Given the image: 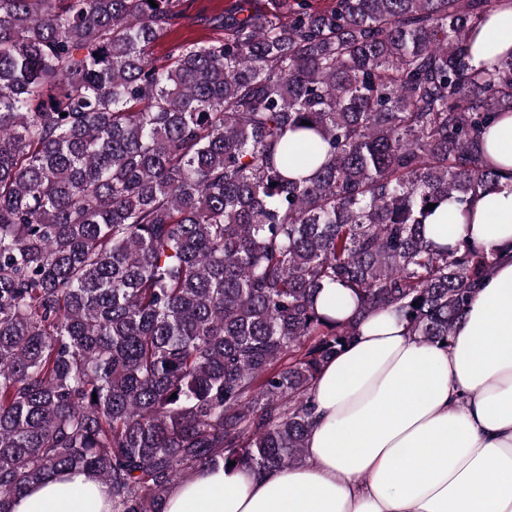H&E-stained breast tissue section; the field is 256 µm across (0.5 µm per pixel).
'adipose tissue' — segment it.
Wrapping results in <instances>:
<instances>
[{"mask_svg":"<svg viewBox=\"0 0 512 512\" xmlns=\"http://www.w3.org/2000/svg\"><path fill=\"white\" fill-rule=\"evenodd\" d=\"M470 63L512 55V0L473 32ZM512 169V112L480 144ZM432 218L439 242L495 255L448 347L426 345L392 312L370 315L321 370L303 464L257 473L204 468L174 487L163 512H512V188ZM10 512H112L107 487L64 473L29 487Z\"/></svg>","mask_w":512,"mask_h":512,"instance_id":"1","label":"adipose tissue"}]
</instances>
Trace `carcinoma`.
Wrapping results in <instances>:
<instances>
[{"label": "carcinoma", "instance_id": "obj_1", "mask_svg": "<svg viewBox=\"0 0 512 512\" xmlns=\"http://www.w3.org/2000/svg\"><path fill=\"white\" fill-rule=\"evenodd\" d=\"M154 2L0 0V512L67 471L162 512L302 464L357 326L320 290L448 345L494 264L426 206L512 182L478 150L512 59L469 64L498 0H234L162 61ZM320 313L336 316L339 319H351L356 314V304L348 291L340 285L323 288L316 299Z\"/></svg>", "mask_w": 512, "mask_h": 512}]
</instances>
